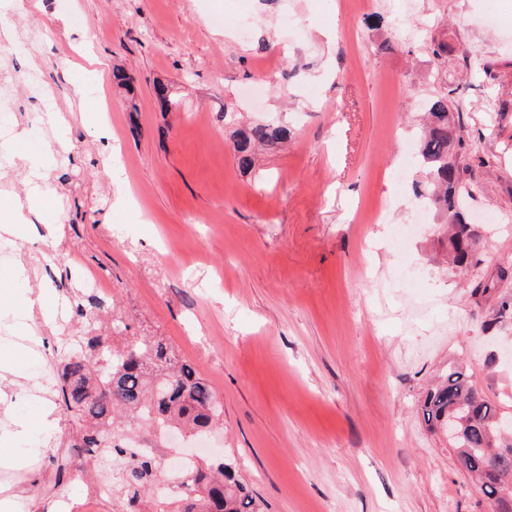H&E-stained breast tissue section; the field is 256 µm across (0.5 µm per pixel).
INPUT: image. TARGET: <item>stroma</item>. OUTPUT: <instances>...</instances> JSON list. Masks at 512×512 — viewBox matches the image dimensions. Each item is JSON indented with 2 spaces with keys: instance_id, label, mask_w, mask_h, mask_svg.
I'll return each instance as SVG.
<instances>
[{
  "instance_id": "obj_1",
  "label": "stroma",
  "mask_w": 512,
  "mask_h": 512,
  "mask_svg": "<svg viewBox=\"0 0 512 512\" xmlns=\"http://www.w3.org/2000/svg\"><path fill=\"white\" fill-rule=\"evenodd\" d=\"M6 16L21 36L0 43V71H38L65 112L47 129L40 99L6 87L0 155L21 132L39 168H0L33 260L0 306L40 297L67 324L42 328L33 349L0 343L12 365L0 390L30 430L8 443L0 497L16 494V512H84L92 457L75 449L54 484L61 432L43 401L57 394L32 367L58 366L82 324L71 292L97 275L110 289L97 335L119 346L116 320L124 338L164 339L224 408L211 450L183 437L171 459L234 462L261 512H486L418 409L458 363L512 413V0H416L408 16L402 0H22ZM474 57L491 79L474 76ZM116 67L130 89L113 86ZM159 83L178 109H164ZM434 91L475 144L468 211L496 218L479 224L464 275L437 222L395 244L415 197L391 177ZM228 110L287 123L292 137L243 173ZM44 172L55 210L38 219L30 195ZM406 267L427 280L402 281ZM159 477L170 497L148 490L132 506L116 492L102 512H176L185 473Z\"/></svg>"
}]
</instances>
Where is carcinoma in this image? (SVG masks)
<instances>
[{
    "label": "carcinoma",
    "instance_id": "obj_1",
    "mask_svg": "<svg viewBox=\"0 0 512 512\" xmlns=\"http://www.w3.org/2000/svg\"><path fill=\"white\" fill-rule=\"evenodd\" d=\"M426 123L416 149V166L423 179L414 181L416 197L434 206L445 218L448 257L463 271L477 263V231L466 221L468 200L478 187L466 180L467 158L474 145L464 134L460 115L448 108V98L426 100ZM291 137L285 123L254 122L232 132L234 158L247 173L255 167L257 152L276 151ZM96 350L68 356L62 362L57 390L65 422L71 424L82 447L95 448L100 456L121 455L117 444L121 425L137 422L146 427L177 428L193 436L205 433L220 419L223 408L197 369L176 358L160 339L142 336L123 348H112L101 337L88 341ZM421 413L426 425L435 428L454 417L460 435L452 441L461 467L480 479L486 496L496 492L495 483L480 478L479 470L492 464L512 478V455L497 448L512 447V430L504 434L500 422L505 414L486 400L469 382L461 367H451L426 395ZM157 468L147 457H131L122 472V484L129 505L154 484ZM186 497L179 512H259V505L235 466L225 461L196 465L185 485Z\"/></svg>",
    "mask_w": 512,
    "mask_h": 512
}]
</instances>
